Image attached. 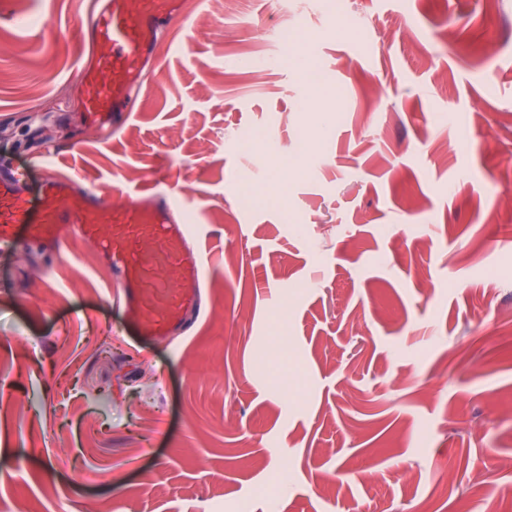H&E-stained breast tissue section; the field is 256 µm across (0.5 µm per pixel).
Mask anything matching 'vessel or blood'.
Returning a JSON list of instances; mask_svg holds the SVG:
<instances>
[{"instance_id":"obj_1","label":"vessel or blood","mask_w":512,"mask_h":512,"mask_svg":"<svg viewBox=\"0 0 512 512\" xmlns=\"http://www.w3.org/2000/svg\"><path fill=\"white\" fill-rule=\"evenodd\" d=\"M180 6V0H96L89 30L94 62L82 67L77 84L91 122L133 111L157 32ZM75 235L92 241L111 268L132 335L165 341L189 335L192 317L206 309L208 266L187 225L175 220L171 197L129 193L110 202L98 187L49 170L35 209L17 176H0L1 245L37 241L57 250Z\"/></svg>"}]
</instances>
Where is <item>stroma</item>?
I'll use <instances>...</instances> for the list:
<instances>
[{
  "label": "stroma",
  "instance_id": "35a3bbf8",
  "mask_svg": "<svg viewBox=\"0 0 512 512\" xmlns=\"http://www.w3.org/2000/svg\"><path fill=\"white\" fill-rule=\"evenodd\" d=\"M10 2L0 166L171 191L211 274L134 340L90 242L0 252V512H512V0H183L114 133L90 0Z\"/></svg>",
  "mask_w": 512,
  "mask_h": 512
}]
</instances>
